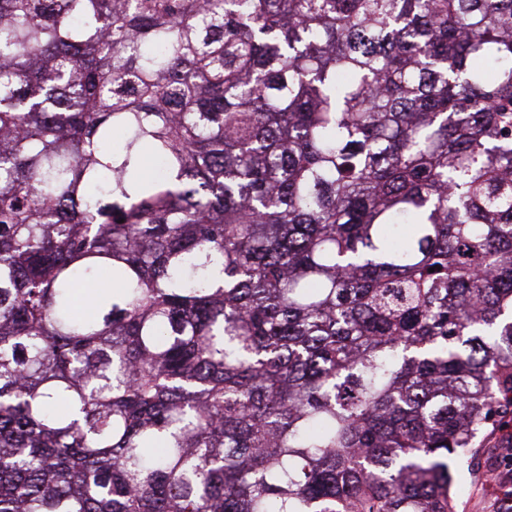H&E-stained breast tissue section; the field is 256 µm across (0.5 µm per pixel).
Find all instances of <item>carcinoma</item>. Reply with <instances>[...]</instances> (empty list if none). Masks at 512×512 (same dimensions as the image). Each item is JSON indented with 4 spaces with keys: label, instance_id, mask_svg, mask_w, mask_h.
Returning a JSON list of instances; mask_svg holds the SVG:
<instances>
[{
    "label": "carcinoma",
    "instance_id": "obj_1",
    "mask_svg": "<svg viewBox=\"0 0 512 512\" xmlns=\"http://www.w3.org/2000/svg\"><path fill=\"white\" fill-rule=\"evenodd\" d=\"M492 448L512 0H0V512H457Z\"/></svg>",
    "mask_w": 512,
    "mask_h": 512
}]
</instances>
